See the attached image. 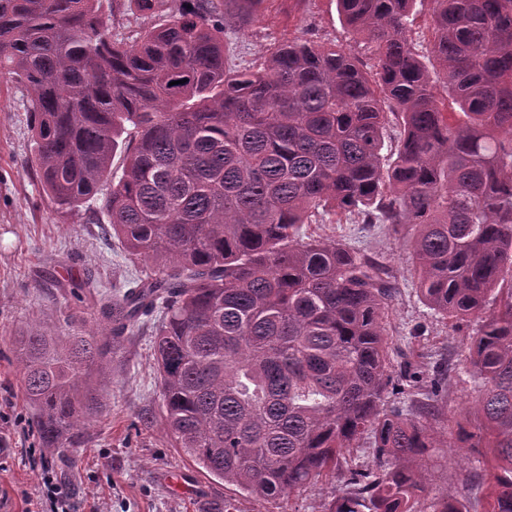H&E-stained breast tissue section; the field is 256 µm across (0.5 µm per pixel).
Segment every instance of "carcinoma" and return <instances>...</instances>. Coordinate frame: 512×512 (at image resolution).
I'll return each instance as SVG.
<instances>
[{"label":"carcinoma","mask_w":512,"mask_h":512,"mask_svg":"<svg viewBox=\"0 0 512 512\" xmlns=\"http://www.w3.org/2000/svg\"><path fill=\"white\" fill-rule=\"evenodd\" d=\"M100 2L0 0V76L26 98L42 190L63 213L109 182L112 233L156 267L100 300L110 336L66 317L12 338L41 441L62 448L93 421L121 337L160 308L166 428L208 474L257 500L341 476L328 512H471L418 498L429 451L447 446L455 365L389 350L392 272L302 233L410 224L423 304L453 326L481 319L454 447L481 456L483 512H512V0H432L427 55L410 37L417 0H337L369 68L295 38L242 71L224 66L242 16L221 0H133L167 20L129 43ZM367 435L372 464L350 465ZM458 372L460 378L457 377V374L452 373L454 377L450 381L448 394L446 393L440 404L443 416L441 421L437 423L440 431H448V442L452 441L454 437L457 422L466 425L467 419L470 418L471 403L476 396L471 387V380L465 373V369L460 366Z\"/></svg>","instance_id":"carcinoma-1"}]
</instances>
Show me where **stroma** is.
I'll list each match as a JSON object with an SVG mask.
<instances>
[{"mask_svg":"<svg viewBox=\"0 0 512 512\" xmlns=\"http://www.w3.org/2000/svg\"><path fill=\"white\" fill-rule=\"evenodd\" d=\"M101 11L119 40L135 39L162 22L161 16L136 12L130 0H101ZM296 37L364 53L344 27L336 0H265L241 30L227 32L224 55L230 67L241 70L260 61L271 44ZM101 204L97 195L58 211L39 184L22 96L0 79V512H37L48 469L68 496L70 512H326L343 494V480L323 478L290 496L257 501L171 447L158 398L152 315L125 335L111 373L101 377L107 400L97 421L74 430L65 447H43L32 427L33 410L21 394L10 336L33 322L55 326L68 316L93 321L97 292L153 270L151 262L128 259L107 217H94ZM304 232L369 250L393 269L399 287L387 324L393 343L423 323L427 331L415 341L423 363L459 355L477 324L452 329L420 301L412 274L411 225L308 224ZM474 398L470 378H452L441 402L440 430L455 433L467 421ZM471 455L467 448L432 449L422 505L449 492L474 504L479 492L467 478ZM173 474L180 476L181 488L170 485Z\"/></svg>","mask_w":512,"mask_h":512,"instance_id":"obj_1","label":"stroma"}]
</instances>
